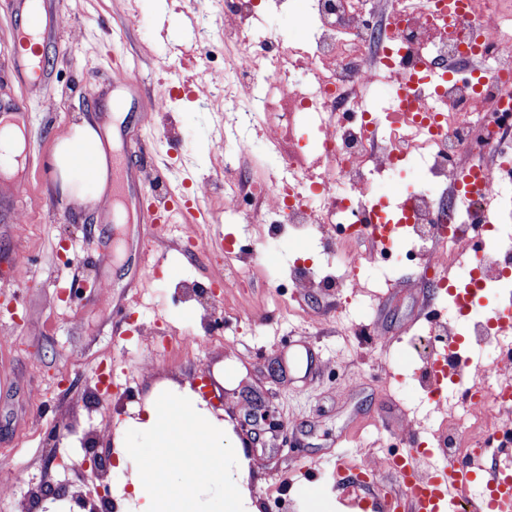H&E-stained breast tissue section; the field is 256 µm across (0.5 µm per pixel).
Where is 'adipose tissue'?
Listing matches in <instances>:
<instances>
[{
    "mask_svg": "<svg viewBox=\"0 0 512 512\" xmlns=\"http://www.w3.org/2000/svg\"><path fill=\"white\" fill-rule=\"evenodd\" d=\"M89 124L74 126L60 138L53 166L61 187L74 198H100L107 180V157L98 152L95 163L78 159L80 142H99ZM132 426L143 433V448L117 446L118 461L130 469L133 498L138 512H205L201 489L216 485L223 490L224 512H258L248 490L247 474L224 481V423L199 405L191 388L179 393L174 405L152 396L145 400Z\"/></svg>",
    "mask_w": 512,
    "mask_h": 512,
    "instance_id": "adipose-tissue-1",
    "label": "adipose tissue"
}]
</instances>
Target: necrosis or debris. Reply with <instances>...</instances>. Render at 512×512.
I'll list each match as a JSON object with an SVG mask.
<instances>
[{"label":"necrosis or debris","instance_id":"1","mask_svg":"<svg viewBox=\"0 0 512 512\" xmlns=\"http://www.w3.org/2000/svg\"><path fill=\"white\" fill-rule=\"evenodd\" d=\"M297 35L269 31L257 0H224V33L235 39L232 66L210 67L208 83L224 91V109L241 128L234 151L250 158L248 130L263 128L268 147L283 159L281 177L226 173L224 208L244 222L288 226L289 230L340 227L353 249L336 268L296 264L289 287L354 288L361 285L365 259H390L397 248L418 259L425 278L447 287L445 273L458 256L464 232L483 228L481 249L472 262L474 293L512 295V226L493 219L502 173L512 171V24L502 22L505 0H305ZM389 91L383 103L371 92ZM319 113L315 156L296 133ZM482 156L484 168L466 210L451 193L465 162ZM424 171L415 186L398 189L405 165ZM393 185V193L377 188ZM386 236L383 247L365 253L361 244ZM452 323L430 324L410 347L424 369L430 399L443 382L435 360L459 351ZM481 388L464 402L459 429L449 416L437 438L446 454L483 458L489 442L478 424L512 423V370L500 359L477 363Z\"/></svg>","mask_w":512,"mask_h":512}]
</instances>
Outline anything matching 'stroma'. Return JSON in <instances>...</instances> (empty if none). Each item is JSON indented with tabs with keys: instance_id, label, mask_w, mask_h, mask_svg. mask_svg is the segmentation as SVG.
Wrapping results in <instances>:
<instances>
[{
	"instance_id": "stroma-1",
	"label": "stroma",
	"mask_w": 512,
	"mask_h": 512,
	"mask_svg": "<svg viewBox=\"0 0 512 512\" xmlns=\"http://www.w3.org/2000/svg\"><path fill=\"white\" fill-rule=\"evenodd\" d=\"M42 9L56 22L41 44L46 80L35 84L14 63L25 18L14 0H0V108L27 119L30 156L23 186L0 179V332L9 338L0 344V482L13 487L0 512H21L44 481L67 487L61 512H81L72 495L91 484L89 432L114 430L152 392L199 388L203 374L209 410L229 434L224 478H236L247 459L260 512H341L338 455L385 459L412 439L436 448L459 390L448 388L442 408L430 404L408 341L431 304L447 318L448 299H437L412 265L388 276L368 267L374 286L364 291L293 295L288 268L299 258L317 262L319 241L260 223L243 234L224 210V174L238 161L219 112L224 94L199 74L233 63L237 46L224 37L215 0H42ZM186 12L205 17L211 41L181 25ZM174 64L189 92L168 111L142 113L141 102L167 94ZM116 66L136 77L117 112L109 106ZM83 122L102 130L107 155L125 169L164 173L145 194L180 193L188 179L206 185L205 221L149 240L142 225L103 222L102 203L62 192L50 157ZM231 235L253 267L246 288L211 254ZM64 246L75 254L66 267L56 256ZM23 259L29 274L18 283L12 269ZM190 281L214 287L212 319L186 297ZM373 331L383 344L371 342ZM185 335L196 338L191 350H161ZM103 373L111 395L98 407ZM257 405L272 410L274 426L256 443L248 413ZM406 418L415 438L402 433Z\"/></svg>"
}]
</instances>
